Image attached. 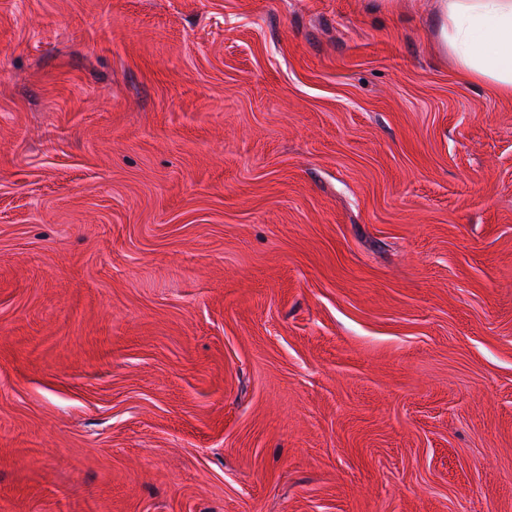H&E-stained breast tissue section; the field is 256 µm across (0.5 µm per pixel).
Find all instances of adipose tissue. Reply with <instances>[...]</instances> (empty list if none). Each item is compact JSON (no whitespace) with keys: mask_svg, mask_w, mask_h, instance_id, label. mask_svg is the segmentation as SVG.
Masks as SVG:
<instances>
[{"mask_svg":"<svg viewBox=\"0 0 512 512\" xmlns=\"http://www.w3.org/2000/svg\"><path fill=\"white\" fill-rule=\"evenodd\" d=\"M433 16L460 74L512 95V0H434Z\"/></svg>","mask_w":512,"mask_h":512,"instance_id":"1","label":"adipose tissue"}]
</instances>
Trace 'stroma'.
<instances>
[{
  "instance_id": "obj_1",
  "label": "stroma",
  "mask_w": 512,
  "mask_h": 512,
  "mask_svg": "<svg viewBox=\"0 0 512 512\" xmlns=\"http://www.w3.org/2000/svg\"><path fill=\"white\" fill-rule=\"evenodd\" d=\"M0 512H512V97L429 0H0Z\"/></svg>"
}]
</instances>
